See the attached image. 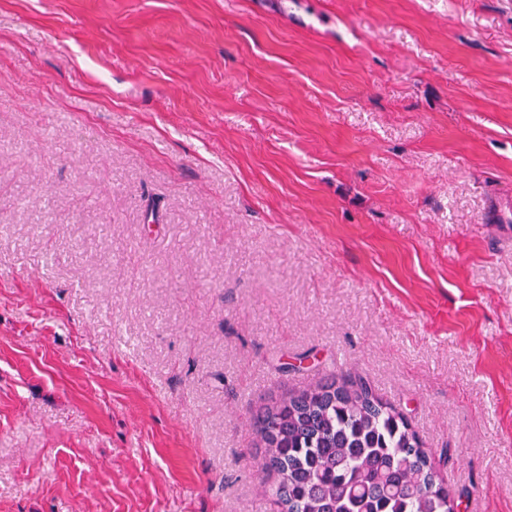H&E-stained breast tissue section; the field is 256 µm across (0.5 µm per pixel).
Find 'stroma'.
Returning a JSON list of instances; mask_svg holds the SVG:
<instances>
[{
	"label": "stroma",
	"mask_w": 512,
	"mask_h": 512,
	"mask_svg": "<svg viewBox=\"0 0 512 512\" xmlns=\"http://www.w3.org/2000/svg\"><path fill=\"white\" fill-rule=\"evenodd\" d=\"M512 0H0V512H273L344 371L512 512Z\"/></svg>",
	"instance_id": "stroma-1"
}]
</instances>
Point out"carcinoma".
Segmentation results:
<instances>
[{
    "instance_id": "carcinoma-1",
    "label": "carcinoma",
    "mask_w": 512,
    "mask_h": 512,
    "mask_svg": "<svg viewBox=\"0 0 512 512\" xmlns=\"http://www.w3.org/2000/svg\"><path fill=\"white\" fill-rule=\"evenodd\" d=\"M254 423L276 512H452L455 492L405 415L362 379L332 374Z\"/></svg>"
}]
</instances>
